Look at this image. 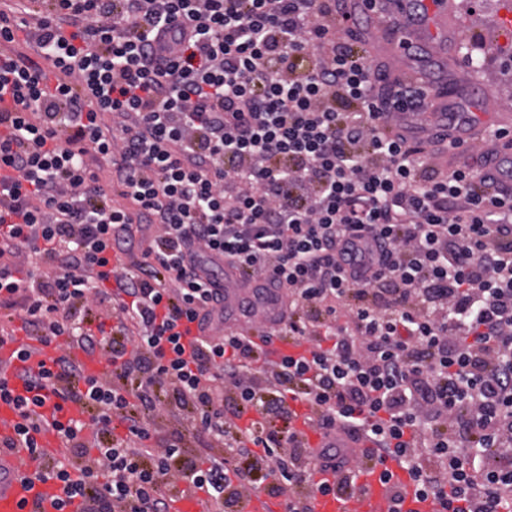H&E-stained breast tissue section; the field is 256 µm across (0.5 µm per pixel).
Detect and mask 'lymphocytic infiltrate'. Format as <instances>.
<instances>
[{
  "label": "lymphocytic infiltrate",
  "mask_w": 512,
  "mask_h": 512,
  "mask_svg": "<svg viewBox=\"0 0 512 512\" xmlns=\"http://www.w3.org/2000/svg\"><path fill=\"white\" fill-rule=\"evenodd\" d=\"M357 22L348 0H0V311L21 322L0 345L26 336L0 401L57 512L196 490L204 512L260 491L314 512L319 457L396 461L434 512H512V190L494 153L446 169L393 133L430 91L382 93ZM228 265L253 292L240 329ZM280 289L287 319L260 324ZM286 337L307 350L275 356ZM298 404L371 448L315 452Z\"/></svg>",
  "instance_id": "obj_1"
}]
</instances>
